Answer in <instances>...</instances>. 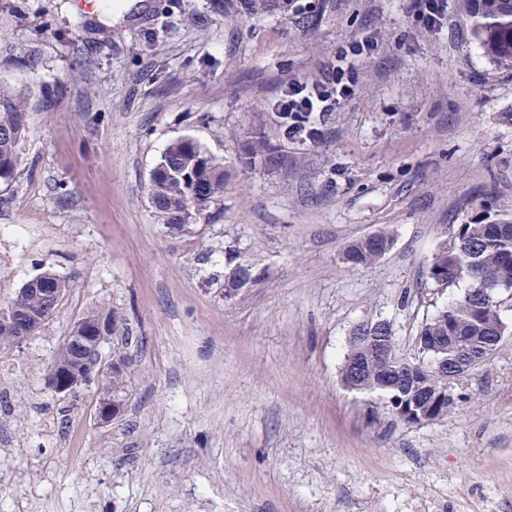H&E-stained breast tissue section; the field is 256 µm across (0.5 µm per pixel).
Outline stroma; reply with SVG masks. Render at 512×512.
Listing matches in <instances>:
<instances>
[{
	"label": "stroma",
	"instance_id": "35a3bbf8",
	"mask_svg": "<svg viewBox=\"0 0 512 512\" xmlns=\"http://www.w3.org/2000/svg\"><path fill=\"white\" fill-rule=\"evenodd\" d=\"M0 0V85L27 101L18 175L0 191V305L66 283L35 337L0 351V512H512V333L419 427L340 382L351 329L391 323L418 355L438 246L472 210L512 214V68L475 45L459 0L421 32L410 0ZM372 33L359 94L323 140H283L266 103L337 45ZM263 137L281 162L247 154ZM190 138L224 192L174 230L151 174ZM394 237L352 266L350 245ZM254 282L233 285L235 266ZM105 304L132 336L127 400L63 397L47 367ZM21 288L40 293L44 296L46 295L44 293L46 289L59 288L60 291L58 299H60L66 286L64 281L60 278H57L52 274L45 273L28 281ZM21 288L16 293L15 297L6 305L15 314L23 315L29 309H37L43 305L50 307L52 305V300L37 295L36 293L24 292Z\"/></svg>",
	"mask_w": 512,
	"mask_h": 512
}]
</instances>
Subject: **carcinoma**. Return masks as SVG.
<instances>
[{"label":"carcinoma","instance_id":"1","mask_svg":"<svg viewBox=\"0 0 512 512\" xmlns=\"http://www.w3.org/2000/svg\"><path fill=\"white\" fill-rule=\"evenodd\" d=\"M462 12L468 21L475 43L499 63L512 64V0H462ZM24 102L0 87V186L9 188L18 174L16 147L25 130ZM254 156L274 159L277 147L265 139L251 143ZM152 204L164 223L177 226L191 218L224 190V161L204 151L190 138L172 142L152 173ZM394 242L389 233L374 241H360L348 249L355 265H368L380 259ZM429 279L438 288L467 284L465 296L442 307L426 319L419 332L423 336L448 337V351L438 358H448V370L464 366L463 349L474 354L487 350L495 336L509 329L502 317L512 302L501 307L484 300L483 291L512 285V215L481 207L466 224L453 230L449 241L440 244L429 268ZM26 288L64 289L63 280L45 273L24 284ZM51 306L52 300L18 291L7 304L15 314L29 309ZM112 321V310L98 306L82 317V326L94 328ZM376 342L370 338H348L344 360L360 358L365 369L353 378L340 368V381L350 391L375 399H384L397 410L394 419L417 423L424 415L450 414L456 407L454 393L446 387L437 363H429L427 353L402 364L387 367L373 356ZM123 369L112 374L105 393L112 401L125 404L129 359L117 355ZM54 374L62 381L77 380L78 365L67 343L58 348L53 362Z\"/></svg>","mask_w":512,"mask_h":512}]
</instances>
